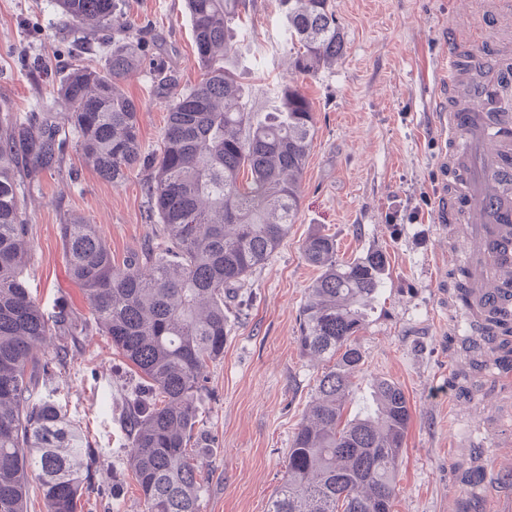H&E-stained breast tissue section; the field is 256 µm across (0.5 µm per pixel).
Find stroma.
<instances>
[{
    "label": "stroma",
    "instance_id": "1",
    "mask_svg": "<svg viewBox=\"0 0 512 512\" xmlns=\"http://www.w3.org/2000/svg\"><path fill=\"white\" fill-rule=\"evenodd\" d=\"M345 39L335 67L297 77L309 98L315 134L300 208L287 238L250 278L247 301L233 307L224 356L205 372L197 430L210 444L202 470L201 512H267L285 470L292 436L306 413L321 361L300 354L299 310L318 272L302 254L314 231L335 235L338 257L384 252L386 284L357 343L363 365L351 377L361 407L372 378L398 383L411 407L394 512H460L468 489L460 475L493 464L495 423L512 411V389L460 399L448 380L469 358L453 333L459 311L449 277L448 219L436 197L444 182V139L434 94L448 53L442 29L478 25L468 0H332ZM122 20L150 24L180 85L198 82L185 0H123ZM243 26L250 38L237 63L252 111L273 106V87L288 78L289 53L279 0H252ZM54 0H0V113L65 112L59 81L75 61L100 65L105 52L84 40ZM140 107L142 149H159L166 106L148 71L119 85ZM147 182L132 171L120 184L99 178L69 149L63 172L25 179L21 209L33 249L26 275L43 309L64 299L88 329L68 341L59 392L102 456L94 490L78 512H142L126 462L125 412L137 378L92 323L90 305L67 272L60 239L64 215L97 226L115 261L151 244ZM483 431L480 459L464 448Z\"/></svg>",
    "mask_w": 512,
    "mask_h": 512
}]
</instances>
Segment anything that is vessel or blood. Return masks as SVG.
Segmentation results:
<instances>
[{"instance_id": "vessel-or-blood-1", "label": "vessel or blood", "mask_w": 512, "mask_h": 512, "mask_svg": "<svg viewBox=\"0 0 512 512\" xmlns=\"http://www.w3.org/2000/svg\"><path fill=\"white\" fill-rule=\"evenodd\" d=\"M445 36L448 104L441 120L447 139L440 167L448 192L438 206L448 215L449 239L460 242V263L467 272L470 304L459 313L456 333L470 344L479 337L476 314L492 306H512L504 295L512 282V247L499 244L502 236L512 237V194L494 180L496 171L512 162V126L490 122L487 107L492 100L502 112L512 111V62L496 51L499 42L512 41V29L480 33L486 51L479 60L484 75L476 84L459 57L461 27L448 25ZM497 446L498 457L485 484L498 496V512H512V433L500 437Z\"/></svg>"}]
</instances>
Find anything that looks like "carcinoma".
I'll list each match as a JSON object with an SVG mask.
<instances>
[{
	"label": "carcinoma",
	"instance_id": "obj_1",
	"mask_svg": "<svg viewBox=\"0 0 512 512\" xmlns=\"http://www.w3.org/2000/svg\"><path fill=\"white\" fill-rule=\"evenodd\" d=\"M250 2L186 0L201 79L178 90L164 64L143 54L144 27L112 24L120 0H56L73 24L105 33L110 50L102 65H78L60 80L61 118H0V512H28L33 477L44 512H78L97 467L57 398L74 318L61 305L45 312L24 276L31 240L18 168L62 170L72 134L101 179L118 184L135 168L146 174L149 217L162 231L156 250L118 265L95 225L74 214L60 225L63 255L98 329L139 376L140 397L126 416L127 459L144 512H200L204 371L224 357L230 301L288 236L314 137L312 107L293 78L277 84L274 111L259 117L228 65L247 39L241 16ZM280 3L291 75L335 66L345 41L331 0ZM145 66L167 110L162 146L151 154L142 150L138 104L118 91ZM302 253L319 275L299 310L296 342L303 356L329 366L268 512H392L411 418L404 391L375 377L367 401L347 415L349 374L363 361L357 337L384 287L386 256L369 250L341 262L335 237L322 231ZM489 324L498 335L476 349L477 374L489 356L512 354V325L496 317Z\"/></svg>",
	"mask_w": 512,
	"mask_h": 512
}]
</instances>
